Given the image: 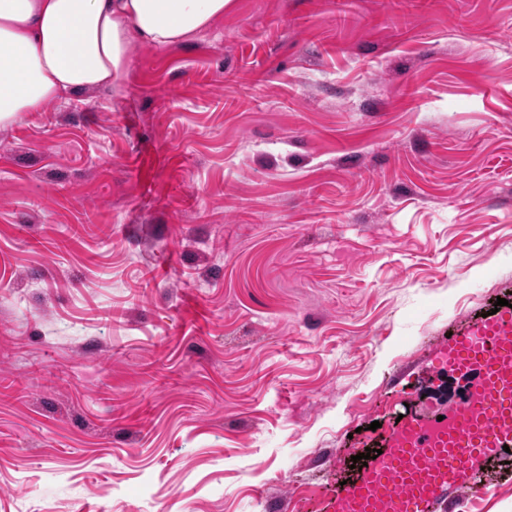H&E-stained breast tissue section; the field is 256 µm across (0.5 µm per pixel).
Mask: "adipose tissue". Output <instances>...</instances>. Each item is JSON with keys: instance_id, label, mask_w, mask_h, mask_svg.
Masks as SVG:
<instances>
[{"instance_id": "ef3b65f1", "label": "adipose tissue", "mask_w": 512, "mask_h": 512, "mask_svg": "<svg viewBox=\"0 0 512 512\" xmlns=\"http://www.w3.org/2000/svg\"><path fill=\"white\" fill-rule=\"evenodd\" d=\"M229 0H0V125L63 94L121 93L133 42L187 43Z\"/></svg>"}]
</instances>
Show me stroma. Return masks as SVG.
<instances>
[{"label": "stroma", "instance_id": "1", "mask_svg": "<svg viewBox=\"0 0 512 512\" xmlns=\"http://www.w3.org/2000/svg\"><path fill=\"white\" fill-rule=\"evenodd\" d=\"M500 297L512 0H232L0 126V512H330Z\"/></svg>", "mask_w": 512, "mask_h": 512}]
</instances>
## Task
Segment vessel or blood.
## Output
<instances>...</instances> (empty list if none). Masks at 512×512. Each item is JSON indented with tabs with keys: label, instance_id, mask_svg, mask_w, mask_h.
Masks as SVG:
<instances>
[{
	"label": "vessel or blood",
	"instance_id": "obj_1",
	"mask_svg": "<svg viewBox=\"0 0 512 512\" xmlns=\"http://www.w3.org/2000/svg\"><path fill=\"white\" fill-rule=\"evenodd\" d=\"M512 351V313L472 323L444 346L448 369L476 373L485 391L479 428L454 430L443 448L416 449L419 464L407 469L399 449H391L380 465L360 481L333 484L328 495L334 512H440L451 491L469 484L501 443L512 440V377L500 355Z\"/></svg>",
	"mask_w": 512,
	"mask_h": 512
}]
</instances>
